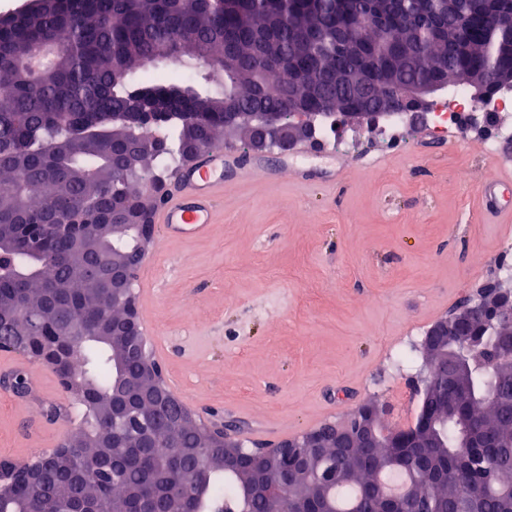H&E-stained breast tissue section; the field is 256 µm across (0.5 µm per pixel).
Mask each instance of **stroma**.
<instances>
[{"instance_id": "1", "label": "stroma", "mask_w": 512, "mask_h": 512, "mask_svg": "<svg viewBox=\"0 0 512 512\" xmlns=\"http://www.w3.org/2000/svg\"><path fill=\"white\" fill-rule=\"evenodd\" d=\"M224 151L266 178L225 170L212 234L156 235L137 274L165 383L202 420L255 428L251 448L368 401L412 421L427 329L489 278L512 289V226L489 223L479 195L512 157L488 156L470 131L406 124L285 155ZM373 155L384 164L365 166ZM31 386L26 400L0 388V460H30L78 424L51 368Z\"/></svg>"}]
</instances>
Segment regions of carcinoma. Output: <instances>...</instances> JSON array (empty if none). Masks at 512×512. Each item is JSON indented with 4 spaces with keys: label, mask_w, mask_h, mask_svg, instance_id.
<instances>
[{
    "label": "carcinoma",
    "mask_w": 512,
    "mask_h": 512,
    "mask_svg": "<svg viewBox=\"0 0 512 512\" xmlns=\"http://www.w3.org/2000/svg\"><path fill=\"white\" fill-rule=\"evenodd\" d=\"M39 6L0 20V235L20 224H43L62 213L69 230L42 245L36 276H24L33 264L25 239L0 259V324L39 327V335L72 347L73 365L51 363L66 391L82 388L85 414L67 436L74 452L56 457L39 478L22 463L9 478L15 493L9 512H69L71 503L86 512H289L274 497L281 461L272 468L224 470V451L191 423L162 418L151 426L153 447L138 445L144 429L130 423L112 436V377L140 378L138 359L128 353L112 365V337L104 316L112 311V265L89 270L98 244L85 237L93 224L108 225L113 202L143 210L154 208L162 194L127 196L124 184L136 175L122 165L106 164L85 146L83 133L100 140L99 149L122 156L135 129L112 133V113L131 99L129 79L141 61L181 54L186 67L196 59L239 56L245 73L224 75L215 93L158 77L143 86L161 106L160 126L177 143L224 142V97L245 109L295 111L288 84L253 70L266 56L284 59L295 71L319 68L324 97L356 100L355 92L336 84V70L350 79L362 77L375 91L370 108L387 104L385 74L399 71L408 79L449 80L466 67L512 69V33L486 35V15L512 13V0H454L453 14L417 21L414 0H352V12L336 21L333 4L308 6L298 0H38ZM362 35L364 56L343 53L340 27ZM40 44L50 50L37 67L24 50ZM202 111L211 120L200 128L184 114ZM139 167L167 158L150 142L139 144ZM120 235L110 240L107 257L121 259L132 250ZM475 342L469 356L473 379L446 378L436 357L430 367L440 392L421 400L420 411L444 415L447 404L479 432V460L458 453L461 429L453 422L441 429L435 448H353L343 456L317 461L296 478L288 502L306 499L309 508L331 512H375L377 482L382 477L410 490V512H512V501L488 494L493 484L512 485V375H486L491 362L487 336L476 321L460 328Z\"/></svg>",
    "instance_id": "carcinoma-1"
}]
</instances>
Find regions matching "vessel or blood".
<instances>
[{
  "label": "vessel or blood",
  "mask_w": 512,
  "mask_h": 512,
  "mask_svg": "<svg viewBox=\"0 0 512 512\" xmlns=\"http://www.w3.org/2000/svg\"><path fill=\"white\" fill-rule=\"evenodd\" d=\"M232 164L245 175L258 174V167L240 163L237 157L225 155L223 149L208 150L181 177L180 190L168 197L156 214L166 239L199 238L209 233L215 207L224 193V166ZM512 187V170H499L482 184L480 195L485 210L492 217L501 213L512 216V200L502 197Z\"/></svg>",
  "instance_id": "1"
}]
</instances>
